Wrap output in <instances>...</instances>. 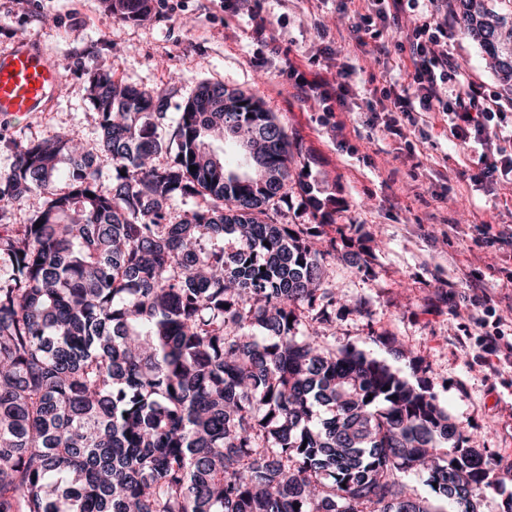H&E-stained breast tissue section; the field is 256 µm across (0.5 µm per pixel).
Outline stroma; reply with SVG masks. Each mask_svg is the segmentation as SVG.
Listing matches in <instances>:
<instances>
[{"instance_id": "stroma-1", "label": "stroma", "mask_w": 512, "mask_h": 512, "mask_svg": "<svg viewBox=\"0 0 512 512\" xmlns=\"http://www.w3.org/2000/svg\"><path fill=\"white\" fill-rule=\"evenodd\" d=\"M336 0H248L240 11L219 0H155L142 21H120L104 0H0V48L36 38L63 74L47 111L0 121V171L17 145L73 130L98 147L90 75L111 72L138 88L167 94L176 118L198 83L220 82L259 99L285 128L294 162L288 203L277 220L311 224L313 200L332 214L320 246H333L329 282L334 302L315 329L326 346L352 347L425 389L459 424L471 447L512 467V363L488 358L483 330L512 341V196L475 182L476 149L460 145L448 118L433 128L402 123L401 135L369 127L367 108L383 90L409 84L408 54L398 34H365L385 43L376 57L355 45L327 50L320 29L348 35L353 12ZM278 38L279 52L258 41L255 19ZM448 52L461 76L452 90L476 86L506 104L500 122L512 129V96L500 87L491 59L449 18ZM345 83V111H325L294 94L289 62ZM377 81H370V74ZM344 120L336 135L333 124Z\"/></svg>"}]
</instances>
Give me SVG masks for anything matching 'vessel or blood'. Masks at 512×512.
<instances>
[{
  "instance_id": "obj_1",
  "label": "vessel or blood",
  "mask_w": 512,
  "mask_h": 512,
  "mask_svg": "<svg viewBox=\"0 0 512 512\" xmlns=\"http://www.w3.org/2000/svg\"><path fill=\"white\" fill-rule=\"evenodd\" d=\"M61 81L57 63L36 39H24L0 51V120L42 111Z\"/></svg>"
}]
</instances>
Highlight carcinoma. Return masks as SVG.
I'll return each mask as SVG.
<instances>
[{
  "label": "carcinoma",
  "instance_id": "1",
  "mask_svg": "<svg viewBox=\"0 0 512 512\" xmlns=\"http://www.w3.org/2000/svg\"><path fill=\"white\" fill-rule=\"evenodd\" d=\"M105 2L127 21L152 0ZM449 7L512 91V0ZM89 98L110 187L74 132L0 173V512H479L497 461L386 365L301 333L331 252L270 217L293 160L274 115L203 82L168 130L166 97L100 70ZM228 141L262 168L228 169ZM43 203V198L32 193L26 196L20 203L11 209L6 222L9 224H25L33 212L38 210Z\"/></svg>",
  "mask_w": 512,
  "mask_h": 512
}]
</instances>
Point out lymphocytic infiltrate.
<instances>
[{
	"instance_id": "obj_1",
	"label": "lymphocytic infiltrate",
	"mask_w": 512,
	"mask_h": 512,
	"mask_svg": "<svg viewBox=\"0 0 512 512\" xmlns=\"http://www.w3.org/2000/svg\"><path fill=\"white\" fill-rule=\"evenodd\" d=\"M373 11L359 15L352 31L356 33L357 48H365L363 32L375 26H382L398 33L409 46V59L413 68L412 91L407 95L394 96L390 109L394 116L381 120L379 113H372L368 119L371 126L385 124L391 133H398L401 120L412 119L414 112H440L446 114L451 123L450 130L462 143L479 145L481 152L477 162L481 164L480 178L486 184L498 182L497 174L512 171V157L502 158L501 162L490 161L488 149L498 133L491 122L500 115L503 106L499 101L486 98L481 90L468 89L457 92L452 98L441 95V89L456 79L458 72L453 59L449 56L448 28L446 25L422 23L413 27H404L402 17L415 12L421 0H373ZM288 78L300 98L318 99L322 102L343 101L345 87L329 78L317 75L307 77L299 65L289 64Z\"/></svg>"
}]
</instances>
